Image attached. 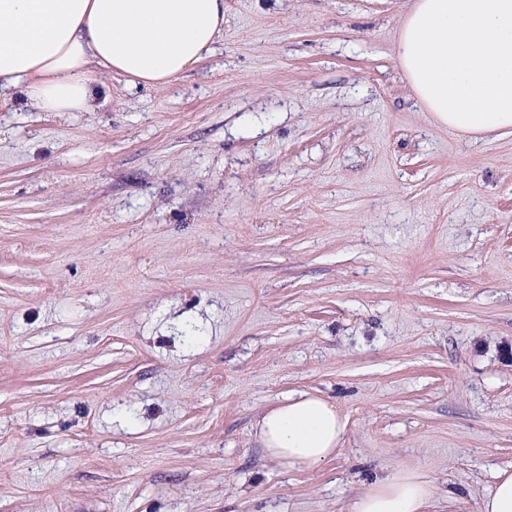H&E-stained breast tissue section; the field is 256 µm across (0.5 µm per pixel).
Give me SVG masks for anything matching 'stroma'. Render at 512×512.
I'll use <instances>...</instances> for the list:
<instances>
[{
	"label": "stroma",
	"mask_w": 512,
	"mask_h": 512,
	"mask_svg": "<svg viewBox=\"0 0 512 512\" xmlns=\"http://www.w3.org/2000/svg\"><path fill=\"white\" fill-rule=\"evenodd\" d=\"M412 0H224L168 86L0 100V512H349L415 469L478 512L512 469V135L434 123ZM348 417L316 469L253 425ZM347 425L336 402L301 393L265 411L254 429L271 459L313 469L339 453Z\"/></svg>",
	"instance_id": "stroma-1"
}]
</instances>
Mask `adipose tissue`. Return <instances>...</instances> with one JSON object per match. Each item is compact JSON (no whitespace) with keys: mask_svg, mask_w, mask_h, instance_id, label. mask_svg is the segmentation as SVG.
<instances>
[{"mask_svg":"<svg viewBox=\"0 0 512 512\" xmlns=\"http://www.w3.org/2000/svg\"><path fill=\"white\" fill-rule=\"evenodd\" d=\"M224 31V0H0V98L42 112H91L98 74L166 86ZM423 111L463 137L512 134V0H413L394 48ZM336 402L302 393L254 429L268 456L316 468L347 435ZM415 470L374 479L349 512H431L455 501Z\"/></svg>","mask_w":512,"mask_h":512,"instance_id":"obj_1","label":"adipose tissue"}]
</instances>
